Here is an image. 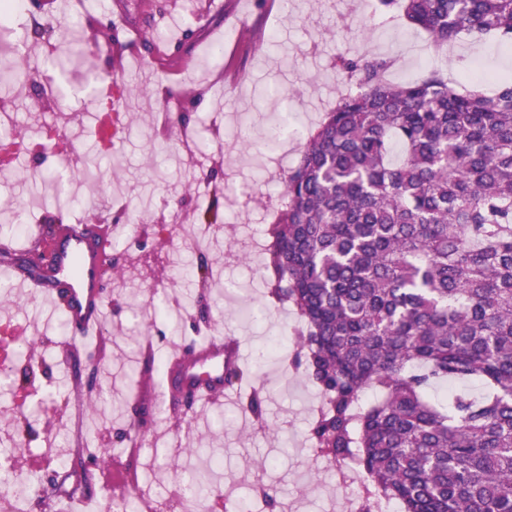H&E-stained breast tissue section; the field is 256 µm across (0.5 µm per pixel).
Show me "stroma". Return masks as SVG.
<instances>
[{
    "label": "stroma",
    "mask_w": 512,
    "mask_h": 512,
    "mask_svg": "<svg viewBox=\"0 0 512 512\" xmlns=\"http://www.w3.org/2000/svg\"><path fill=\"white\" fill-rule=\"evenodd\" d=\"M170 0H80L82 15L108 13L118 28L111 53H137L143 69L110 68L101 64L100 76H111L125 112L116 129V148L103 157L89 137L99 110L91 96L81 93L86 66L74 64L70 74L76 94L58 99L57 109L77 114L65 140L82 159L70 192L76 201L69 216L118 198L126 202L118 249L128 260L122 280L109 294L111 328L101 340L63 336L62 315L50 303L27 291L14 290L0 302V322L11 321L22 335L35 339L42 354L39 389L52 393L45 417L31 421L34 431L64 412V400L75 379L96 373L104 393L90 416L96 447L114 449L121 459H134L139 483L171 498L195 478H202L207 498L226 495L249 503L251 512H336L334 467L318 456L309 429L319 395L302 368L291 362L289 337L298 323L290 307H274L267 297L262 253L258 240L281 206V181L297 162L305 144L303 131L314 130L324 112L336 103L341 81L336 56H389L394 65L389 81L405 83L434 67L451 75L480 69L512 76V49L490 41L467 39L451 53L425 63L430 42L426 33L405 24L392 25L372 7L373 0H256L250 11L237 15L236 0H181L178 12H166ZM163 25L173 40L192 29L194 49L205 53L214 32L224 35L219 65L165 71L156 65L157 45L145 34ZM9 97L24 145L41 141L54 112L35 111L29 99L12 89ZM174 94L189 112L199 114L194 129L198 140L222 141V154L207 156L202 166L186 164L178 129L161 134L154 116L165 94ZM288 114V140L278 151L264 147L263 136L275 117ZM64 155L40 159L22 156L16 169L0 173V224L14 223L17 214L33 212L40 224H26L27 232L49 233L58 212L51 202L52 186L44 177L61 167ZM212 173L242 185L224 205L227 222L210 229L208 259L215 279L200 289L187 273L196 259L193 224L174 225L170 236L158 227L172 214L173 202L193 215L207 199L204 174ZM165 300L166 317L151 322L153 294ZM206 297L211 320L219 333L238 340L244 363L255 370L253 385L265 399V420L256 422L240 402L224 404V426L212 413L191 417L174 427L165 396V374L155 371L146 383L151 422L140 441L141 453L129 454L120 432L133 423L130 402L138 388L135 371L146 360L141 341L153 337L156 355L170 344L193 335L200 324L197 300ZM277 489L275 504L259 495V488Z\"/></svg>",
    "instance_id": "obj_1"
}]
</instances>
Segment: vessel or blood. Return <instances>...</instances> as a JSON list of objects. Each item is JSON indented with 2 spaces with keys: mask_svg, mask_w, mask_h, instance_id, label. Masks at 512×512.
Wrapping results in <instances>:
<instances>
[{
  "mask_svg": "<svg viewBox=\"0 0 512 512\" xmlns=\"http://www.w3.org/2000/svg\"><path fill=\"white\" fill-rule=\"evenodd\" d=\"M114 230L104 219L57 224L51 236L40 237L30 270H19L7 251L0 255V275L18 278L21 287L60 308L72 334L102 336ZM240 363L239 343L232 337H210L188 354L174 349L166 362L170 402L177 405L183 397H192L199 413L223 405L231 397L224 369Z\"/></svg>",
  "mask_w": 512,
  "mask_h": 512,
  "instance_id": "b4317fda",
  "label": "vessel or blood"
}]
</instances>
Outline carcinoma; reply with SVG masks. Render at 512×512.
Here are the masks:
<instances>
[{"mask_svg": "<svg viewBox=\"0 0 512 512\" xmlns=\"http://www.w3.org/2000/svg\"><path fill=\"white\" fill-rule=\"evenodd\" d=\"M429 34L512 46V0H376ZM112 41V20L69 18ZM390 58L338 56L352 89L308 134L266 230L269 298L290 306L294 359L320 396V456L363 476L359 512H512V78L491 92L440 70L404 84ZM0 64V85L38 73ZM212 187L198 223H224ZM477 380L470 397L455 385ZM448 384L437 403L429 390ZM263 421L264 398L245 394Z\"/></svg>", "mask_w": 512, "mask_h": 512, "instance_id": "1", "label": "carcinoma"}]
</instances>
